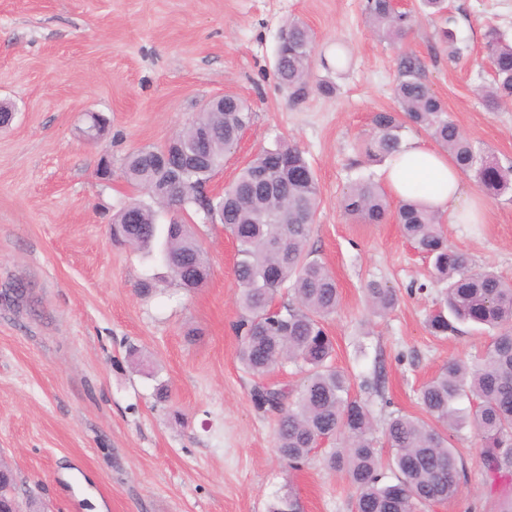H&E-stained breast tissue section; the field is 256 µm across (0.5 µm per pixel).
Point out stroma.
I'll use <instances>...</instances> for the list:
<instances>
[{
	"label": "stroma",
	"mask_w": 512,
	"mask_h": 512,
	"mask_svg": "<svg viewBox=\"0 0 512 512\" xmlns=\"http://www.w3.org/2000/svg\"><path fill=\"white\" fill-rule=\"evenodd\" d=\"M366 0H0V98L16 118L0 131V464L15 478L19 512H350L354 488L315 449L291 468L275 448V413L255 407L253 377L236 359L242 311L236 243L223 224L188 213L210 263L208 282L181 288L159 256L114 244L113 214L137 195L126 157L178 135L212 98L234 94L252 119L209 191L223 192L260 150L296 144L313 166L320 205L309 247L341 295L324 326L351 395L376 429L420 415L421 387L452 360H476L489 332L432 335L439 297L428 260L396 219L362 224L342 196L382 163L364 145L372 118L397 108L402 55L461 131L512 164V104L490 112L485 33L512 40V0H447L444 18L418 14L390 42L365 17ZM314 34V80L291 99L276 72L282 30ZM449 24L461 57L449 63L437 29ZM109 134L85 141V113ZM112 168L102 179V163ZM483 224H448L449 243L475 266L512 281V196L487 199ZM152 280L150 295L140 281ZM372 280L393 288L395 309L368 310ZM166 386L168 397L156 390ZM452 444L465 466L458 494L425 512H494L512 480L490 481L470 430Z\"/></svg>",
	"instance_id": "stroma-1"
}]
</instances>
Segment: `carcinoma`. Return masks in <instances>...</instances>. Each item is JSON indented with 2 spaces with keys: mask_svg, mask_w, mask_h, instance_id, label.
<instances>
[{
  "mask_svg": "<svg viewBox=\"0 0 512 512\" xmlns=\"http://www.w3.org/2000/svg\"><path fill=\"white\" fill-rule=\"evenodd\" d=\"M370 25L392 42L408 34L410 15L397 12L390 0H367ZM288 44H279L276 70L294 99L310 88V62L315 48L309 28L295 22L285 29ZM485 51L492 80L480 97L494 112L512 101V42L488 31ZM413 55L400 60L394 95L399 110L373 117L375 134L368 152L380 159L399 151L401 131L409 123L426 131L490 196L512 193V166L504 167L462 133L443 103L422 80ZM244 102L227 99L222 112H202L174 140L179 148L167 170L151 166L162 147H146L124 163L128 183L153 190L172 180L185 188L175 210L205 211L212 199L203 188L224 166V156L251 122ZM315 172L291 143L259 151L224 190V227L236 242L235 276L243 310L235 325L241 338L236 357L256 379L253 401L260 410L278 413L276 447L289 466L299 467L322 439L344 437L330 449L327 465L344 472L356 490L351 512H418L422 506L454 497L465 470L449 442L450 433L472 428L481 439L482 463L491 481L512 473V282L489 269L474 268L468 254L448 243L438 213L411 199L399 200L396 219L405 237L432 263L438 308L427 327L435 336H450L470 324L495 331L473 364L452 361L420 392L425 417H391L383 437L391 457L383 464L376 448L368 404L350 397V381L334 365V344L322 321L339 304V290L330 269L308 249L311 226L319 207ZM342 206L363 224H383L390 214L385 190L369 180L352 184ZM159 196L147 205L133 199L112 217V240L159 255L184 288H201L210 275L205 251L192 225L158 223ZM292 302L273 309L278 292ZM366 303L384 316L397 303L391 288L370 281ZM293 363L305 371L303 385L291 402L288 391L264 382L270 368ZM473 403L464 415L462 398ZM394 473L387 480L385 469ZM13 476L0 472V512H13Z\"/></svg>",
  "mask_w": 512,
  "mask_h": 512,
  "instance_id": "carcinoma-1",
  "label": "carcinoma"
}]
</instances>
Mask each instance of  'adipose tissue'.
Segmentation results:
<instances>
[{
  "label": "adipose tissue",
  "instance_id": "ef3b65f1",
  "mask_svg": "<svg viewBox=\"0 0 512 512\" xmlns=\"http://www.w3.org/2000/svg\"><path fill=\"white\" fill-rule=\"evenodd\" d=\"M390 192L412 198L447 215L452 224H483L487 206L481 195L466 193L462 176L447 152L410 141L388 159L383 170Z\"/></svg>",
  "mask_w": 512,
  "mask_h": 512
}]
</instances>
